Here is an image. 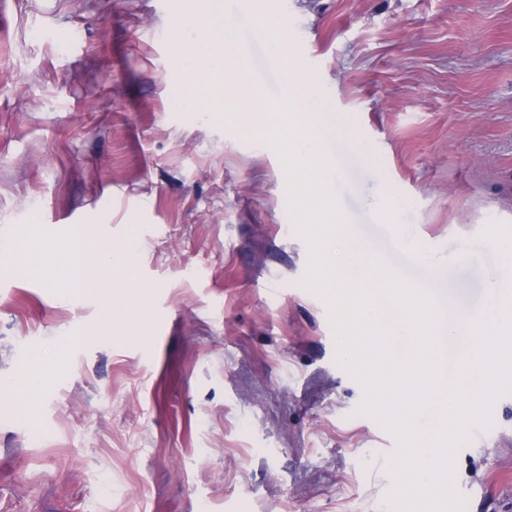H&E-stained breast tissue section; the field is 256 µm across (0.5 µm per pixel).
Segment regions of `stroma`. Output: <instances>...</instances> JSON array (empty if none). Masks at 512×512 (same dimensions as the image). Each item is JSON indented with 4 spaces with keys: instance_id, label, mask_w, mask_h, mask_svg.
<instances>
[{
    "instance_id": "stroma-1",
    "label": "stroma",
    "mask_w": 512,
    "mask_h": 512,
    "mask_svg": "<svg viewBox=\"0 0 512 512\" xmlns=\"http://www.w3.org/2000/svg\"><path fill=\"white\" fill-rule=\"evenodd\" d=\"M193 0H0V377L38 363L37 416L0 408V512H390L395 436L359 413L330 311L303 280L310 247L280 155L236 127L235 105L193 112L172 42ZM224 16L245 75L276 97L239 0ZM288 21L309 109L355 237L442 308L484 310L512 229V0H265ZM397 228L378 222L381 196ZM88 224L126 245L133 297L76 301L16 263L20 236ZM84 328L81 346L56 339ZM465 512H512V393L455 454Z\"/></svg>"
}]
</instances>
